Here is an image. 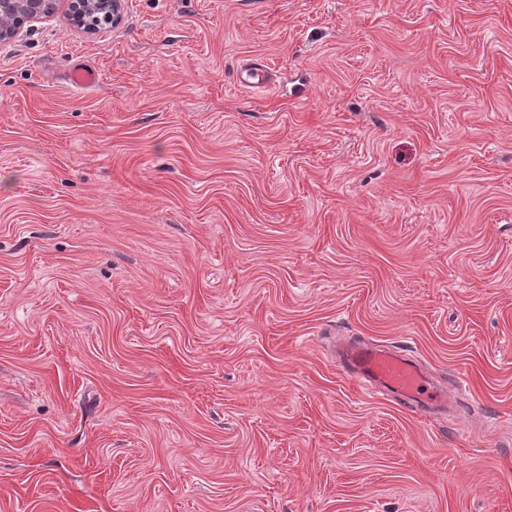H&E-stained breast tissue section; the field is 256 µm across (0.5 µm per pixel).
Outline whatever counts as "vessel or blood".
<instances>
[{
  "mask_svg": "<svg viewBox=\"0 0 512 512\" xmlns=\"http://www.w3.org/2000/svg\"><path fill=\"white\" fill-rule=\"evenodd\" d=\"M239 82L258 91L268 90L267 66L255 64L244 68L239 73ZM338 356L363 391L394 395L430 417L450 414L467 390L464 377H457L452 387H441L415 358L384 345L346 341L339 346Z\"/></svg>",
  "mask_w": 512,
  "mask_h": 512,
  "instance_id": "obj_1",
  "label": "vessel or blood"
}]
</instances>
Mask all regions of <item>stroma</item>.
I'll return each instance as SVG.
<instances>
[{
    "label": "stroma",
    "instance_id": "35a3bbf8",
    "mask_svg": "<svg viewBox=\"0 0 512 512\" xmlns=\"http://www.w3.org/2000/svg\"><path fill=\"white\" fill-rule=\"evenodd\" d=\"M347 339L470 391L364 396ZM0 512H512V0H58L0 45ZM70 13L76 22L84 19L87 13L107 12L114 21L118 17L120 1L118 0H69ZM239 82L258 91H266L270 86L268 68L264 64H255L239 72Z\"/></svg>",
    "mask_w": 512,
    "mask_h": 512
}]
</instances>
